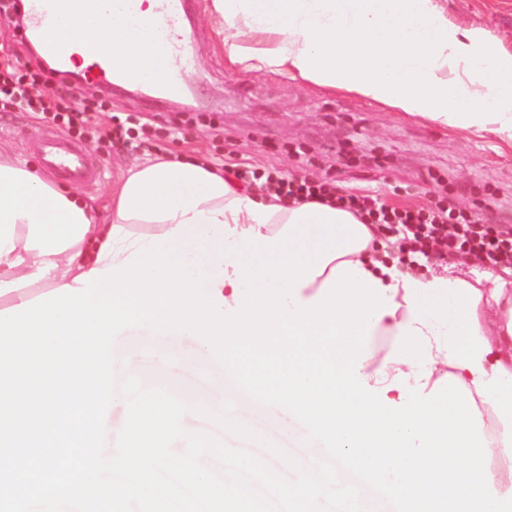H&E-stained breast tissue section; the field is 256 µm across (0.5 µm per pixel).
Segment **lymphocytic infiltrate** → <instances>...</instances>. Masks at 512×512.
I'll return each instance as SVG.
<instances>
[{
  "label": "lymphocytic infiltrate",
  "instance_id": "lymphocytic-infiltrate-1",
  "mask_svg": "<svg viewBox=\"0 0 512 512\" xmlns=\"http://www.w3.org/2000/svg\"><path fill=\"white\" fill-rule=\"evenodd\" d=\"M0 100L39 114L72 136L94 126L105 102L79 99L71 91L53 87V74L41 66H16L12 53L0 54ZM266 181L280 193L304 201L333 203L377 225L384 237L394 239L401 262L447 264L449 259L487 262L512 269V229L489 224L454 207L416 211L398 210L367 195H336L324 183L295 182L279 173H266Z\"/></svg>",
  "mask_w": 512,
  "mask_h": 512
}]
</instances>
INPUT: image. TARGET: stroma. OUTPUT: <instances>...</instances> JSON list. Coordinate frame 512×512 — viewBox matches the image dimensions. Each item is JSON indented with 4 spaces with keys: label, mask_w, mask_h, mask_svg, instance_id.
<instances>
[{
    "label": "stroma",
    "mask_w": 512,
    "mask_h": 512,
    "mask_svg": "<svg viewBox=\"0 0 512 512\" xmlns=\"http://www.w3.org/2000/svg\"><path fill=\"white\" fill-rule=\"evenodd\" d=\"M449 22L479 28L512 54V0H437ZM208 0H190L188 32L198 65L188 71L191 91L179 102L161 101L122 85L84 86L105 97L102 126L112 115L150 128L149 141H92L102 181L83 187L100 207L134 159L192 155L217 169L247 164L335 185L341 193H370L396 209H430L453 201L464 213L512 227V144L489 132H462L344 91L266 71L230 65L219 37L205 20ZM51 126L29 112L0 109V142L37 161L31 141Z\"/></svg>",
    "instance_id": "35a3bbf8"
}]
</instances>
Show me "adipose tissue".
<instances>
[{"label":"adipose tissue","instance_id":"obj_1","mask_svg":"<svg viewBox=\"0 0 512 512\" xmlns=\"http://www.w3.org/2000/svg\"><path fill=\"white\" fill-rule=\"evenodd\" d=\"M156 0H138L142 24L127 25L119 8L95 27L76 26L72 47L112 35L137 48L145 72L176 68L150 54L146 20ZM206 19L227 60L253 71L358 94L403 114L463 131L490 130L512 139V55L482 31L450 25L434 0H210ZM107 217L94 199L43 179L0 144V311L74 285L90 270L121 264L151 237L174 232L178 255L200 257L211 274L207 293L232 300L236 277L227 249L243 232L275 236L295 206L274 192L240 187L195 159L147 158L112 185ZM349 262L389 289L396 305L371 333L395 337L404 325L431 344L428 384L458 379L483 419L494 458L512 467V286L491 271L467 280L456 263L412 273L367 249L337 255L306 286L303 301L321 294L335 266ZM115 382L136 375L143 387L166 386L184 402L217 406L241 393L203 344L194 352L206 376L181 391L168 364L183 359L179 334L123 331L112 348Z\"/></svg>","mask_w":512,"mask_h":512}]
</instances>
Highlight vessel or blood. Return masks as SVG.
<instances>
[{
    "label": "vessel or blood",
    "instance_id": "obj_1",
    "mask_svg": "<svg viewBox=\"0 0 512 512\" xmlns=\"http://www.w3.org/2000/svg\"><path fill=\"white\" fill-rule=\"evenodd\" d=\"M21 5L28 22V35L40 39L44 52L57 68L81 66L84 77L90 81L146 82L164 99L181 93L182 71L196 61L193 42L183 32L187 0H158L155 14L148 22L155 34L151 51L160 56H174L179 63L178 69L157 74L140 70L135 52L108 36L83 45L80 53H70L65 27L101 23L106 0H21ZM35 146L48 175L61 176L77 184L95 181L102 175L90 151L73 146L61 134L39 136Z\"/></svg>",
    "mask_w": 512,
    "mask_h": 512
}]
</instances>
